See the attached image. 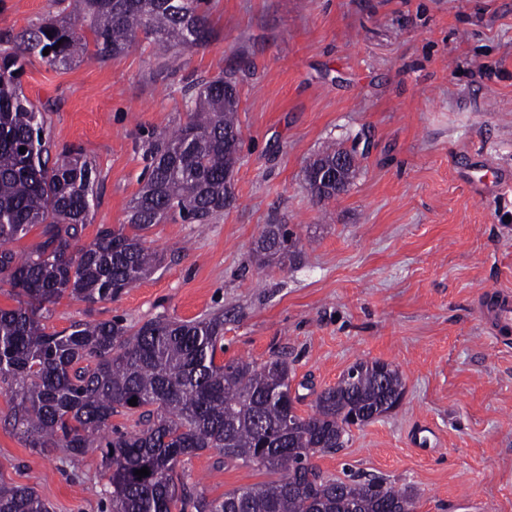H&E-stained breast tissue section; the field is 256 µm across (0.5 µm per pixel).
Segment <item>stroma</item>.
Returning <instances> with one entry per match:
<instances>
[{"label": "stroma", "instance_id": "1", "mask_svg": "<svg viewBox=\"0 0 512 512\" xmlns=\"http://www.w3.org/2000/svg\"><path fill=\"white\" fill-rule=\"evenodd\" d=\"M74 6L0 0V40ZM208 12L199 48L159 55L140 36L116 56L25 67L55 150L96 169L87 242L126 228L148 144L187 120L186 81L222 74L240 95L233 204L209 224L153 225L162 266L112 300L64 296L49 331L222 314L218 361L287 359L302 416L357 360L387 362L401 408L314 464L413 489L416 512H512V343L485 335L474 309L512 290V0H208ZM332 143L359 168L321 204L303 171ZM267 224L293 230L294 261H257ZM424 427L436 445L414 446ZM183 468L211 499L267 479L214 450ZM109 475L97 449L64 461L0 426V485L35 486L52 512H103Z\"/></svg>", "mask_w": 512, "mask_h": 512}]
</instances>
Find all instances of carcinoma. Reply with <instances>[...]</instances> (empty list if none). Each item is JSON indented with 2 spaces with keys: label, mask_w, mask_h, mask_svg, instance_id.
Returning <instances> with one entry per match:
<instances>
[{
  "label": "carcinoma",
  "mask_w": 512,
  "mask_h": 512,
  "mask_svg": "<svg viewBox=\"0 0 512 512\" xmlns=\"http://www.w3.org/2000/svg\"><path fill=\"white\" fill-rule=\"evenodd\" d=\"M139 33L164 50L201 46L212 35L206 0H79L74 13L44 19L0 49V286L23 298L0 308V384L13 401L4 423L27 447L65 458L99 449L111 470L112 512H415L416 496L406 489L380 478L341 480L311 462L342 447L352 427L400 406L405 385L389 363H355L301 416L286 360L216 362L224 350L220 315L159 318L136 329L116 318L47 331L44 312L63 295L88 305L112 300L156 269L162 258L145 245L152 225L208 224L234 199L228 176L237 152L224 137L241 134L239 95L220 75L185 87L188 121L149 148L148 178L127 215L134 233L102 227L81 243L96 170L74 149L51 154L43 112L21 88L25 59L67 65L91 46L96 56L116 55ZM338 151L328 148L305 169L320 202L339 194L315 190L312 173ZM37 224L43 240L33 250L9 248ZM256 254L291 261L297 241L285 225L267 224ZM117 414L137 416L133 429L112 428ZM205 449L278 479L210 500L176 475ZM144 467L149 475H135ZM0 512L50 507L32 486H0Z\"/></svg>",
  "instance_id": "obj_1"
}]
</instances>
